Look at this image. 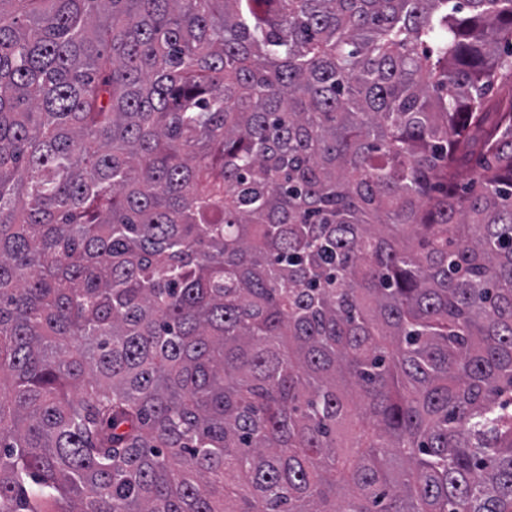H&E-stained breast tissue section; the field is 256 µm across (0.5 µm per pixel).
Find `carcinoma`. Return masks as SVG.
<instances>
[{"mask_svg":"<svg viewBox=\"0 0 512 512\" xmlns=\"http://www.w3.org/2000/svg\"><path fill=\"white\" fill-rule=\"evenodd\" d=\"M512 0H0V512H512Z\"/></svg>","mask_w":512,"mask_h":512,"instance_id":"obj_1","label":"carcinoma"}]
</instances>
